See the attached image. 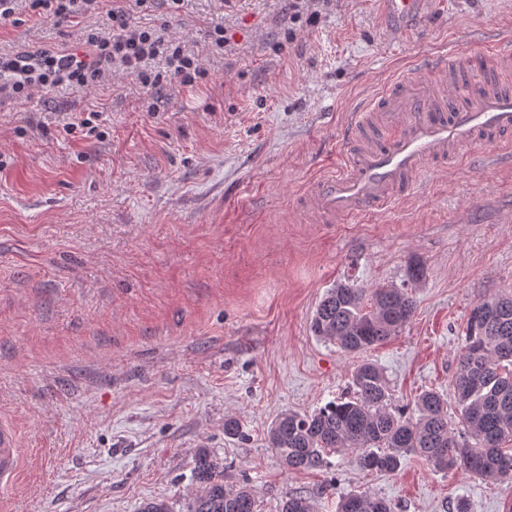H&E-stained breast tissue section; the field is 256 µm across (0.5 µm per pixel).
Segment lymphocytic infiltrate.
<instances>
[{
	"mask_svg": "<svg viewBox=\"0 0 512 512\" xmlns=\"http://www.w3.org/2000/svg\"><path fill=\"white\" fill-rule=\"evenodd\" d=\"M183 0H125L107 12L106 23L85 29L79 39L82 53L55 46L31 45L0 52V74L7 78L1 91L17 99L30 98L40 88L86 89L114 73L135 78L153 90L167 84L188 86L206 73L203 58L169 35L166 26L135 20L134 11L164 9L177 14Z\"/></svg>",
	"mask_w": 512,
	"mask_h": 512,
	"instance_id": "lymphocytic-infiltrate-1",
	"label": "lymphocytic infiltrate"
}]
</instances>
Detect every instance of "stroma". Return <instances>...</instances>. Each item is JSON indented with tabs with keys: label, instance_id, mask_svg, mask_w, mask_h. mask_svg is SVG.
I'll return each mask as SVG.
<instances>
[{
	"label": "stroma",
	"instance_id": "35a3bbf8",
	"mask_svg": "<svg viewBox=\"0 0 512 512\" xmlns=\"http://www.w3.org/2000/svg\"><path fill=\"white\" fill-rule=\"evenodd\" d=\"M289 22L283 0H185L168 22L207 69L194 86L141 89L121 74L92 90L46 88L0 99V417L16 422L28 462L10 512H139L149 500L189 512L194 454L224 482H250L256 512L285 496L337 512L367 492L392 512H512V483L439 472L410 455L391 474L331 455L286 470L267 444L278 415L347 394L361 360L415 415L427 390L452 399L463 329L477 302L512 289V166L429 162L417 193L358 222L316 221L297 202L345 147L349 115L405 73L428 92L427 59L482 56L512 30V0H433L400 37L376 0H321ZM20 11L0 50L76 48L81 27ZM226 50L208 49L211 26ZM293 40H286L285 30ZM101 112V138L59 133ZM420 260L425 277L408 280ZM407 286L410 323L346 354L310 330L328 288ZM237 418L244 438L224 434Z\"/></svg>",
	"mask_w": 512,
	"mask_h": 512
}]
</instances>
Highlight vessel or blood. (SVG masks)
Here are the masks:
<instances>
[{
	"mask_svg": "<svg viewBox=\"0 0 512 512\" xmlns=\"http://www.w3.org/2000/svg\"><path fill=\"white\" fill-rule=\"evenodd\" d=\"M386 30L413 29L430 13L432 0H381ZM512 64V36L499 38L486 51L483 89L434 102L425 88L401 78L379 97L358 107L350 133L358 141L346 152L336 173L318 179L303 201L304 208L331 220L364 216L392 196L407 191L425 163L454 157L461 145L498 144L512 138V91L493 83V70ZM397 126L385 144L361 141L372 118ZM24 450L17 424L0 420V493L17 488L24 474Z\"/></svg>",
	"mask_w": 512,
	"mask_h": 512,
	"instance_id": "1",
	"label": "vessel or blood"
}]
</instances>
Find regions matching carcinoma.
Wrapping results in <instances>:
<instances>
[{"label":"carcinoma","instance_id":"cac0c4a2","mask_svg":"<svg viewBox=\"0 0 512 512\" xmlns=\"http://www.w3.org/2000/svg\"><path fill=\"white\" fill-rule=\"evenodd\" d=\"M416 301L405 288H360L347 280L328 289L316 306L310 330L347 354L377 347L397 335L413 318ZM353 393L311 413L278 416L267 432L272 448L289 471L326 466L339 452L355 466L393 473L408 455L437 471L478 475L495 485L512 480V291L483 299L471 309L465 340L452 381L457 425L448 422V402L434 390L417 399L418 418L392 408L389 385L373 363L351 374ZM197 489L191 512H255L256 489L224 484L217 459L206 448L194 456ZM281 512H316L303 495H291ZM337 512H391L387 502L351 492Z\"/></svg>","mask_w":512,"mask_h":512}]
</instances>
